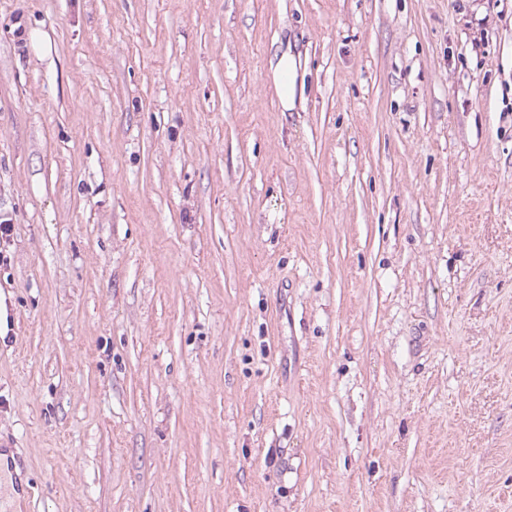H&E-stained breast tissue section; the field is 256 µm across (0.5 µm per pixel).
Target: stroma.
<instances>
[{
	"mask_svg": "<svg viewBox=\"0 0 512 512\" xmlns=\"http://www.w3.org/2000/svg\"><path fill=\"white\" fill-rule=\"evenodd\" d=\"M0 216L17 512H512V0H0Z\"/></svg>",
	"mask_w": 512,
	"mask_h": 512,
	"instance_id": "obj_1",
	"label": "stroma"
}]
</instances>
